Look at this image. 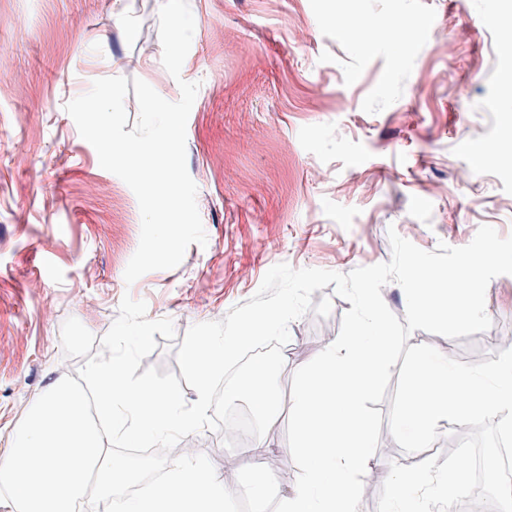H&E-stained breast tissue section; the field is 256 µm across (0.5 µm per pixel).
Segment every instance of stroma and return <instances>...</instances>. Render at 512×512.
Listing matches in <instances>:
<instances>
[{
    "instance_id": "obj_1",
    "label": "stroma",
    "mask_w": 512,
    "mask_h": 512,
    "mask_svg": "<svg viewBox=\"0 0 512 512\" xmlns=\"http://www.w3.org/2000/svg\"><path fill=\"white\" fill-rule=\"evenodd\" d=\"M163 0H0V448L32 398L95 355L123 295L171 319L141 362L179 372L194 324L245 304L279 263L347 273L390 261L389 229L417 247L469 244L489 225L512 236V164L502 118L512 0H189L180 78L162 64ZM406 32L364 45L355 21ZM124 76L177 101L200 88L186 126L206 246L126 284L140 239L132 190L104 170L66 104ZM489 152L476 163L473 148ZM289 327L282 388L337 338L351 304ZM491 328L512 336V275L486 291ZM216 470L222 433L191 437Z\"/></svg>"
}]
</instances>
